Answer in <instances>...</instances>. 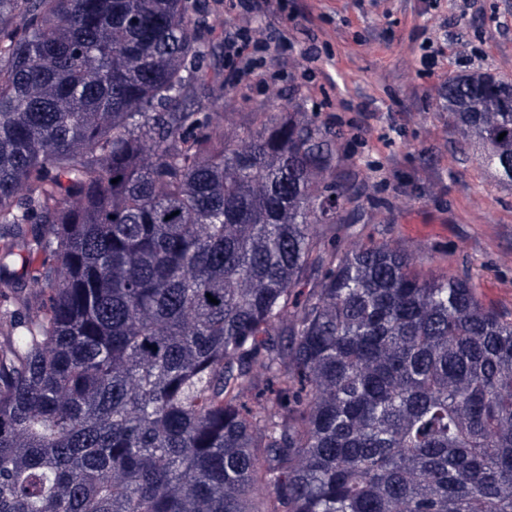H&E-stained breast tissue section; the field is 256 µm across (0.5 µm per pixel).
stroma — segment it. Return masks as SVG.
Here are the masks:
<instances>
[{
	"instance_id": "stroma-1",
	"label": "stroma",
	"mask_w": 512,
	"mask_h": 512,
	"mask_svg": "<svg viewBox=\"0 0 512 512\" xmlns=\"http://www.w3.org/2000/svg\"><path fill=\"white\" fill-rule=\"evenodd\" d=\"M237 0H198L223 17L207 67L230 71L228 41L247 31L253 75L224 95V130L274 111L299 89L370 186L360 239L402 240L420 269L467 275L479 299L512 318V187L461 147L444 107L449 75L490 70L512 80V0H288L247 13Z\"/></svg>"
}]
</instances>
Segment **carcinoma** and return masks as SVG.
<instances>
[{
  "mask_svg": "<svg viewBox=\"0 0 512 512\" xmlns=\"http://www.w3.org/2000/svg\"><path fill=\"white\" fill-rule=\"evenodd\" d=\"M196 14L0 0V512H512V319L326 239L343 132L296 89L224 132ZM445 102L511 186L512 80Z\"/></svg>",
  "mask_w": 512,
  "mask_h": 512,
  "instance_id": "obj_1",
  "label": "carcinoma"
}]
</instances>
